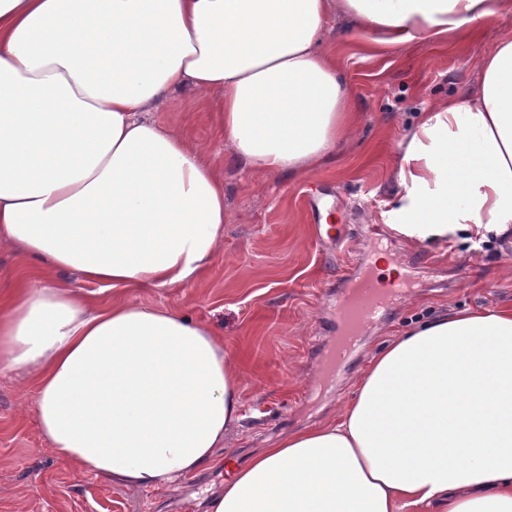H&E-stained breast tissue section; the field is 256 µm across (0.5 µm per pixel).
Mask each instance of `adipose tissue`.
Wrapping results in <instances>:
<instances>
[{
	"mask_svg": "<svg viewBox=\"0 0 512 512\" xmlns=\"http://www.w3.org/2000/svg\"><path fill=\"white\" fill-rule=\"evenodd\" d=\"M494 0H0V247L42 274L0 292V376L32 384L42 437L83 474L153 490L218 462L242 370L208 325L103 306L112 288L194 280L228 216L207 150L148 113L185 90L232 159L262 175L326 166L354 135L322 47L349 15L394 46L486 20ZM467 102L399 143L385 215L424 248L512 242V37ZM207 512H512V306L443 313L376 351L335 418L236 468Z\"/></svg>",
	"mask_w": 512,
	"mask_h": 512,
	"instance_id": "adipose-tissue-1",
	"label": "adipose tissue"
}]
</instances>
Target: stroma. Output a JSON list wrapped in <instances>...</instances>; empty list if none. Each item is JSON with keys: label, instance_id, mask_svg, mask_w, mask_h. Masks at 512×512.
<instances>
[{"label": "stroma", "instance_id": "stroma-1", "mask_svg": "<svg viewBox=\"0 0 512 512\" xmlns=\"http://www.w3.org/2000/svg\"><path fill=\"white\" fill-rule=\"evenodd\" d=\"M509 35L512 2L475 29L440 41L419 35L398 46L376 44L373 32L348 17L329 19L325 45L350 84L356 135L337 150L335 162L305 176L260 177L228 163L212 115L189 93L174 92L154 107L159 124L188 130L210 147L224 176L229 221L218 255L194 281L129 288L122 296L210 325L237 356L242 420L224 451L237 465L270 440L335 416L370 355L410 320L512 304V244L487 255L445 246L428 251L384 222L401 190L398 144L414 116L451 97L466 100L479 81L481 60ZM312 196L327 202L328 223L344 225L346 248L328 242L308 207ZM367 254L377 256L380 270L394 262L411 277L325 390L324 355L336 342V292L357 275ZM225 478L219 464L145 490L77 472L41 436L33 389L0 377V512H207Z\"/></svg>", "mask_w": 512, "mask_h": 512}]
</instances>
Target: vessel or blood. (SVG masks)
<instances>
[{"label":"vessel or blood","instance_id":"1","mask_svg":"<svg viewBox=\"0 0 512 512\" xmlns=\"http://www.w3.org/2000/svg\"><path fill=\"white\" fill-rule=\"evenodd\" d=\"M393 292L374 274H361L346 288L336 305L339 337L329 357L348 362L363 331L387 310Z\"/></svg>","mask_w":512,"mask_h":512}]
</instances>
